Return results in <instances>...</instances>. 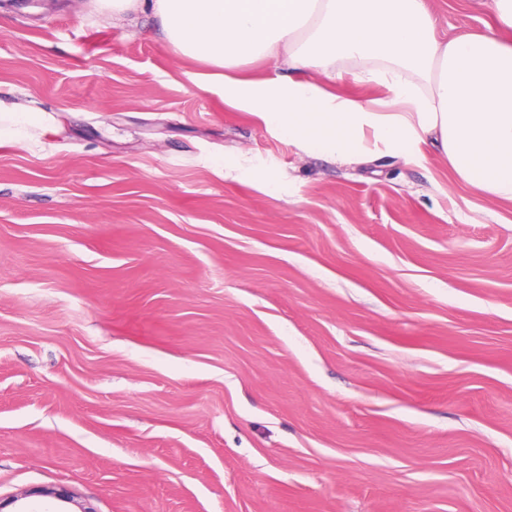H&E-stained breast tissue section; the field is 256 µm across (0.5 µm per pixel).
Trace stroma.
<instances>
[{
    "mask_svg": "<svg viewBox=\"0 0 512 512\" xmlns=\"http://www.w3.org/2000/svg\"><path fill=\"white\" fill-rule=\"evenodd\" d=\"M201 69L151 12L0 0V96L59 118L0 144V498L512 512V201L291 148ZM352 70L318 82L388 97Z\"/></svg>",
    "mask_w": 512,
    "mask_h": 512,
    "instance_id": "stroma-1",
    "label": "stroma"
}]
</instances>
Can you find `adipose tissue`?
<instances>
[{
	"label": "adipose tissue",
	"instance_id": "1",
	"mask_svg": "<svg viewBox=\"0 0 512 512\" xmlns=\"http://www.w3.org/2000/svg\"><path fill=\"white\" fill-rule=\"evenodd\" d=\"M113 13L150 10L168 45L206 64L197 88L222 93L304 152L351 163L438 146L459 179L512 201V0H494L497 28L440 39L426 0H100ZM257 59L384 84L388 100L362 103L309 80L236 78ZM44 109L0 99V140L21 144L43 128Z\"/></svg>",
	"mask_w": 512,
	"mask_h": 512
}]
</instances>
